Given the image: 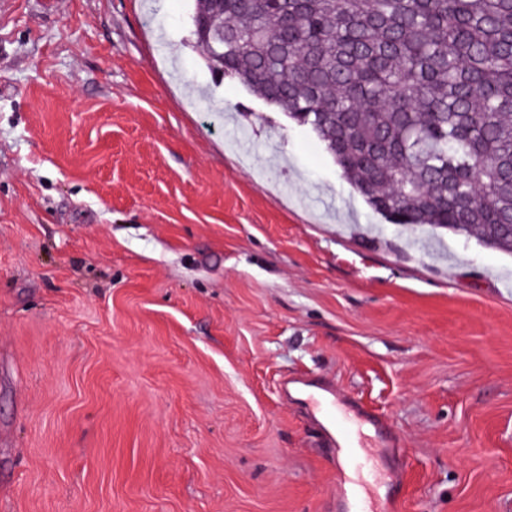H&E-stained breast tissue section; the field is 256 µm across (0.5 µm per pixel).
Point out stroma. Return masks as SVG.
<instances>
[{
  "label": "stroma",
  "instance_id": "stroma-1",
  "mask_svg": "<svg viewBox=\"0 0 512 512\" xmlns=\"http://www.w3.org/2000/svg\"><path fill=\"white\" fill-rule=\"evenodd\" d=\"M194 0L0 9V512H512V256L372 210L193 46ZM315 383V385H311ZM314 387L307 393V401H310L316 410V414L323 417V428L336 441V390L324 382L312 381L303 377H291L284 381V393L302 392L306 388ZM340 431L348 448L347 456L343 461L344 465H351L356 471L370 475L373 472L372 459L363 448L356 447L352 441L349 429L339 423Z\"/></svg>",
  "mask_w": 512,
  "mask_h": 512
}]
</instances>
